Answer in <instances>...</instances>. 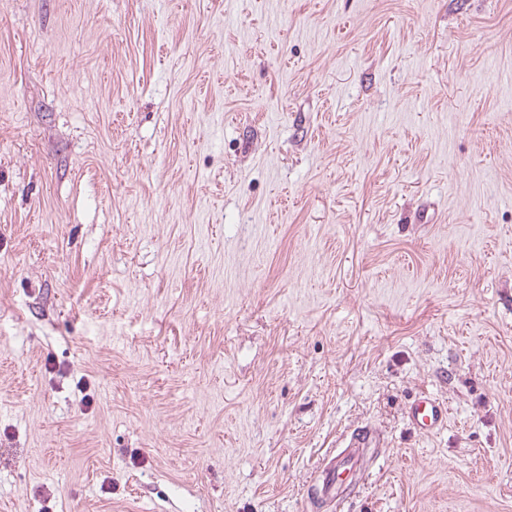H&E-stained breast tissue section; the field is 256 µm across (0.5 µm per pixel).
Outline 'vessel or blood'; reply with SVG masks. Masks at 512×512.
<instances>
[{
	"label": "vessel or blood",
	"mask_w": 512,
	"mask_h": 512,
	"mask_svg": "<svg viewBox=\"0 0 512 512\" xmlns=\"http://www.w3.org/2000/svg\"><path fill=\"white\" fill-rule=\"evenodd\" d=\"M447 418L445 406L434 398L423 396L414 401L408 410L411 426L418 431L430 430ZM378 440L372 430L358 429L350 433L342 449L324 462L313 490L315 502L341 501L348 478L366 463L368 449L377 447Z\"/></svg>",
	"instance_id": "1"
}]
</instances>
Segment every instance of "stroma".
<instances>
[{
    "label": "stroma",
    "mask_w": 512,
    "mask_h": 512,
    "mask_svg": "<svg viewBox=\"0 0 512 512\" xmlns=\"http://www.w3.org/2000/svg\"><path fill=\"white\" fill-rule=\"evenodd\" d=\"M0 512H512V0H0ZM447 418L446 407L434 398L422 396L408 410L410 425L418 431L430 430ZM379 446L374 431L358 429L350 433L342 449L337 450L324 462L320 475L313 490V498L317 505L324 501H341L348 478L366 464L367 448Z\"/></svg>",
    "instance_id": "stroma-1"
}]
</instances>
